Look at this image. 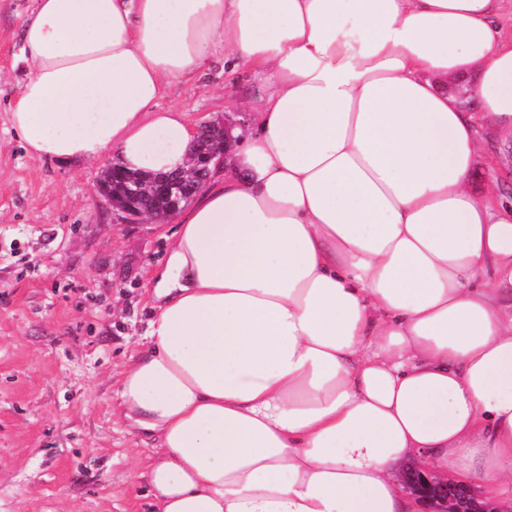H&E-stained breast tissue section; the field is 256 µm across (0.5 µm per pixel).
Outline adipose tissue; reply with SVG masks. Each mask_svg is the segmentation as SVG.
I'll use <instances>...</instances> for the list:
<instances>
[{"instance_id":"ef3b65f1","label":"adipose tissue","mask_w":512,"mask_h":512,"mask_svg":"<svg viewBox=\"0 0 512 512\" xmlns=\"http://www.w3.org/2000/svg\"><path fill=\"white\" fill-rule=\"evenodd\" d=\"M9 106L41 158L188 170L157 109L214 57L256 126L176 216L121 414L149 512H420L404 465L512 500V134L500 0H35ZM476 72L472 109L440 86ZM481 137L487 145L478 154L471 175V187L477 194H484L495 188L512 199L511 138L507 143L500 139L488 142V133L481 131Z\"/></svg>"}]
</instances>
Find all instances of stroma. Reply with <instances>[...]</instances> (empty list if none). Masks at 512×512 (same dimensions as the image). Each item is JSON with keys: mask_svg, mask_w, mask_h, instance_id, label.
I'll return each instance as SVG.
<instances>
[{"mask_svg": "<svg viewBox=\"0 0 512 512\" xmlns=\"http://www.w3.org/2000/svg\"><path fill=\"white\" fill-rule=\"evenodd\" d=\"M34 0H0V512H145L152 441L119 413L132 355L147 342L150 290L177 224L121 223L99 180L111 155L59 165L32 156L8 104L28 70L19 30ZM245 72L211 63L166 88L161 109L190 126L254 128ZM512 145L478 154L471 187L512 199Z\"/></svg>", "mask_w": 512, "mask_h": 512, "instance_id": "35a3bbf8", "label": "stroma"}]
</instances>
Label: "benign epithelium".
<instances>
[{
	"label": "benign epithelium",
	"instance_id": "1",
	"mask_svg": "<svg viewBox=\"0 0 512 512\" xmlns=\"http://www.w3.org/2000/svg\"><path fill=\"white\" fill-rule=\"evenodd\" d=\"M236 123L210 122L205 124L197 135L191 152L196 173L201 183L194 186V192L186 194L184 186L190 179L188 173L175 171L159 176H152L149 185L144 186L136 180L123 182L118 194H104L110 206L121 212L129 224H137L147 216L140 205L144 194L151 195L157 203L166 205L165 220L174 218L182 206L188 203L195 194L207 184L210 174L228 167L227 147L232 144L233 131ZM412 470L417 477L405 478L407 490L429 505V512H505L491 501L479 496L467 483L453 478L429 481L425 478L421 467Z\"/></svg>",
	"mask_w": 512,
	"mask_h": 512
}]
</instances>
